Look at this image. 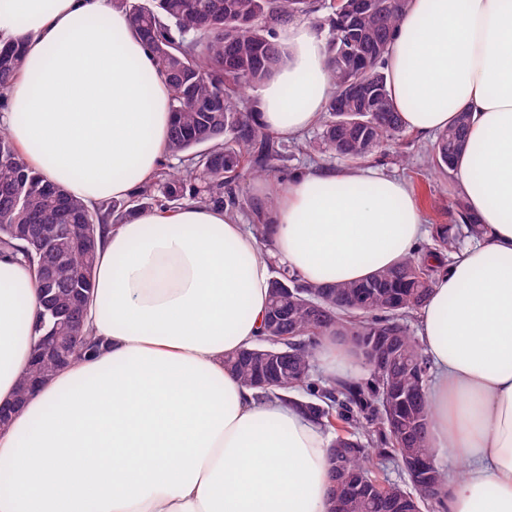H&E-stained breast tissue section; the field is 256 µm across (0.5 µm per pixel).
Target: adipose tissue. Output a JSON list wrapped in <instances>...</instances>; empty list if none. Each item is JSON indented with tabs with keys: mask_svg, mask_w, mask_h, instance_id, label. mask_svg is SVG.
I'll use <instances>...</instances> for the list:
<instances>
[{
	"mask_svg": "<svg viewBox=\"0 0 512 512\" xmlns=\"http://www.w3.org/2000/svg\"><path fill=\"white\" fill-rule=\"evenodd\" d=\"M27 37L0 125L25 163L88 207L158 172L171 90L114 0H0V41ZM286 62L256 91L293 138L332 95L323 37L279 29ZM394 107L427 139L471 115L454 183L485 233L433 278L417 313L430 368L429 441L453 464L445 512H512V0H410L387 56ZM268 243L222 207L153 209L108 226L88 323L102 348L25 399L34 273L0 258V512H329L331 436L225 368L253 346L272 262L312 284L363 280L427 236L406 183L313 167L263 190ZM322 374L363 366L335 330Z\"/></svg>",
	"mask_w": 512,
	"mask_h": 512,
	"instance_id": "ef3b65f1",
	"label": "adipose tissue"
}]
</instances>
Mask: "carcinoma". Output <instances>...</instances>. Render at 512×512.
I'll return each instance as SVG.
<instances>
[{
	"mask_svg": "<svg viewBox=\"0 0 512 512\" xmlns=\"http://www.w3.org/2000/svg\"><path fill=\"white\" fill-rule=\"evenodd\" d=\"M115 2L128 13L173 89L167 155L178 164L167 165L128 199L106 201L91 210L30 168L0 129V253L33 269L43 266L48 277L46 282L36 279L34 332L39 339L17 385L20 398L33 385L49 381L60 370L62 358L77 360L97 346L87 321V302L95 289V259L105 225L121 224L140 210L174 209L187 202L222 205L236 217L243 171L260 169L276 176L275 163L285 145L263 130L257 109L243 107L244 94L272 74L255 66L259 55L271 53L276 64L283 60L273 24L309 20L316 12L314 0ZM408 6L409 0H372V8L359 15L348 37L336 24L331 0L322 4L328 15L313 25L320 32L329 28L326 50L335 91L320 120V136L297 144L298 150L311 158L331 152L357 165L404 138L406 128L391 102L384 60ZM246 18L253 23H243ZM25 42L21 34L0 43V99L22 67ZM351 81L369 84L384 111H337ZM468 126L469 113L461 112L438 134L431 151L435 169L452 170L465 150ZM453 209L470 236L482 234V224L463 198L453 202ZM451 229L450 224L436 226L435 248L428 257L415 253L362 281L314 285L294 273H277L270 281L258 345L225 359V366L254 386L261 369L256 352L288 353L280 379L258 390L263 396L271 388L280 390L281 401L331 433L330 512H441L444 507L447 474L437 465L428 438L429 369L410 321L455 243ZM331 327L354 348L365 336L388 333L396 337V355L385 367L367 369L365 377L316 376L315 339ZM53 332L77 337L79 348L68 353L49 349L42 337ZM394 389L409 396L398 408L388 407L385 400ZM375 456L427 461L429 466L416 479L392 482L373 470ZM358 475L367 481L361 489L353 483Z\"/></svg>",
	"mask_w": 512,
	"mask_h": 512,
	"instance_id": "obj_1",
	"label": "carcinoma"
}]
</instances>
